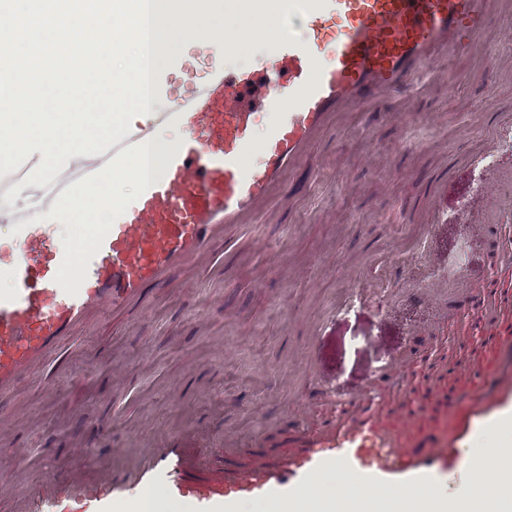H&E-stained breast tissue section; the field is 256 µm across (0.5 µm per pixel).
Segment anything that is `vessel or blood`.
<instances>
[{
  "label": "vessel or blood",
  "instance_id": "1",
  "mask_svg": "<svg viewBox=\"0 0 512 512\" xmlns=\"http://www.w3.org/2000/svg\"><path fill=\"white\" fill-rule=\"evenodd\" d=\"M263 13H287L289 26L264 41L247 68L234 52L212 56L204 76L184 93L169 92L165 75L181 64L170 56L151 70L150 94L165 107L135 122L89 163L72 166L50 187L51 199L77 196L104 171L122 173L144 160L157 130L183 132L163 175L145 172L137 192L112 207V221L87 227L88 244L66 240L53 224H12L15 250L0 264V397L19 391L51 353L108 309L161 286L190 262L209 258L214 243L234 227L253 223L267 204L287 195L291 176L314 164L312 150L342 113L397 99L411 111L423 84L448 81L449 53L474 49L486 18L500 0H255ZM505 200L494 218L495 255L476 311L512 304L498 286L512 272V178L500 182ZM512 336L483 326L479 346L453 376L467 386L444 413L451 427L431 437L424 401L401 388L388 401L368 403L358 392L350 406L331 405L318 426L296 419L286 443L268 451L250 439L224 465V483L183 479V449L163 444L135 471L98 470L97 492L75 499L74 512H117L131 487L166 482L171 497H192L197 512H238L258 497L273 512H307L309 491L325 475L345 469L354 485L340 486L333 512H352L353 487L370 492L374 512H396L401 497L427 493L428 512H448L440 487L469 437L512 429Z\"/></svg>",
  "mask_w": 512,
  "mask_h": 512
}]
</instances>
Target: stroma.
Masks as SVG:
<instances>
[{
    "label": "stroma",
    "mask_w": 512,
    "mask_h": 512,
    "mask_svg": "<svg viewBox=\"0 0 512 512\" xmlns=\"http://www.w3.org/2000/svg\"><path fill=\"white\" fill-rule=\"evenodd\" d=\"M480 55L496 64L493 77L477 72ZM511 109L512 12L504 9L489 15L477 52L449 56L447 84L430 85L409 119L367 109L330 127L316 168L294 176L289 203L258 218L261 248L235 235L218 242L212 262L103 314L63 362H48L21 395L1 398L10 420L0 425V454L19 444L31 455L18 472H0V512H42L48 450L63 459L67 481L88 486L113 466V445L132 463L175 436L189 443L200 474L242 438L276 445L293 413L316 422L308 392L346 402L373 382L386 394L399 384L401 360L421 347L448 357L418 378L428 392L434 376L469 358L477 333L413 293L432 276L460 272L477 286L487 279L484 215L498 172L512 168V141L495 115ZM479 149L494 163L468 162ZM447 176L448 196L435 200L426 181ZM437 206L443 222L427 225ZM277 253L287 255L285 269H274ZM387 255L399 263L402 296L347 289L350 271ZM221 342L233 345L234 360L225 361ZM112 365L129 372L119 394ZM46 378L59 382L58 395L41 393Z\"/></svg>",
    "instance_id": "obj_1"
}]
</instances>
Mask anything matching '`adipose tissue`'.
Segmentation results:
<instances>
[{
    "label": "adipose tissue",
    "mask_w": 512,
    "mask_h": 512,
    "mask_svg": "<svg viewBox=\"0 0 512 512\" xmlns=\"http://www.w3.org/2000/svg\"><path fill=\"white\" fill-rule=\"evenodd\" d=\"M141 164L134 163L121 174L107 175L84 196L64 200L42 210V224H108L112 221L113 203L136 190ZM462 512H482L484 506L495 504L499 512H512V484L488 479H471L455 497Z\"/></svg>",
    "instance_id": "ef3b65f1"
}]
</instances>
